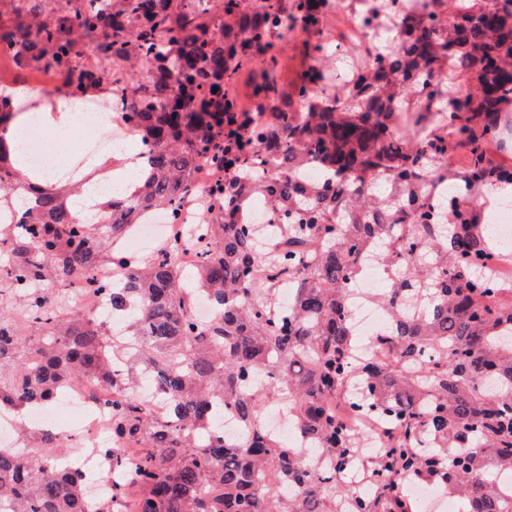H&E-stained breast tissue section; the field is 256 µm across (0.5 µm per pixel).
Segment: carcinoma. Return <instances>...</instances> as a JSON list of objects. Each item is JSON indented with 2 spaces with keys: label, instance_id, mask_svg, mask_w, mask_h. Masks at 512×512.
<instances>
[{
  "label": "carcinoma",
  "instance_id": "cac0c4a2",
  "mask_svg": "<svg viewBox=\"0 0 512 512\" xmlns=\"http://www.w3.org/2000/svg\"><path fill=\"white\" fill-rule=\"evenodd\" d=\"M56 2L10 0L0 46L22 69L60 75L64 96L84 97L111 73L123 120L157 150L135 191L102 201L108 222L86 224L67 205L74 187L20 178L6 143L19 108L0 92V195L27 198L22 220L0 227V405L46 404L70 382H93L112 390V438L138 446L132 461L112 449V470L129 475L95 507L61 461L58 434H40L31 456L0 449V512H415L404 478L434 484L466 512H512L499 490L512 476V287L492 276L478 211L454 200L437 211L423 194L427 176L475 193L512 185V168L488 157L512 102V0H453L450 23L437 12L443 0H408L396 21L383 18L396 38L342 102L327 92L337 74L313 64L293 94L278 88L283 23L319 25L327 0H255L251 13L243 0H67L62 16ZM255 63L250 99L264 114L237 94ZM413 94L429 104L408 111ZM304 103L309 111H294ZM203 164L208 243L195 286L167 251L111 280L122 228L147 209L177 212ZM309 168L324 180L305 181ZM256 198L271 213L264 234L246 219ZM368 252L386 283L372 299L392 316L376 343L413 371L355 355L345 285ZM259 263L265 280L253 277ZM281 276L294 283L285 310L272 301ZM43 281H80L114 310L141 305L128 326L141 344L123 370L98 318L62 317L58 298L28 293ZM201 295L216 309L207 323L190 313ZM144 372L168 402L162 418L132 390ZM257 373L266 385L252 391ZM217 400L246 439L215 433ZM277 400L294 425L289 441L263 426ZM354 416L377 421L375 454L362 452ZM314 450L330 471L307 470ZM270 464L296 494L263 498Z\"/></svg>",
  "mask_w": 512,
  "mask_h": 512
}]
</instances>
